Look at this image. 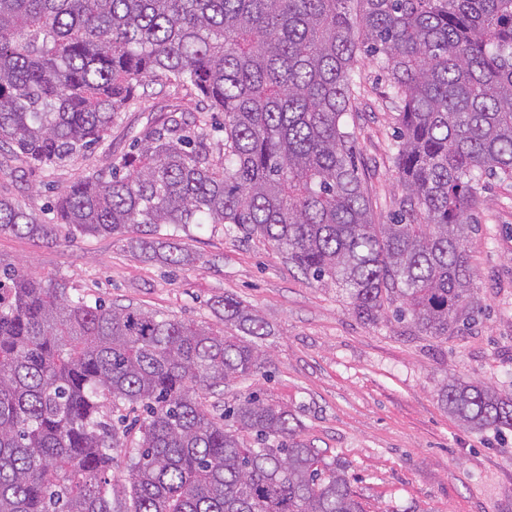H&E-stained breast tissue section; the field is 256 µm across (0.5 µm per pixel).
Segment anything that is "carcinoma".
<instances>
[{
	"mask_svg": "<svg viewBox=\"0 0 512 512\" xmlns=\"http://www.w3.org/2000/svg\"><path fill=\"white\" fill-rule=\"evenodd\" d=\"M389 77L403 194L376 222L345 115L365 61ZM154 84L198 99L107 172L77 177L54 223L0 194V233L45 244L136 233L179 265L162 226L259 236L356 318L387 308L420 336L476 322L466 241L483 176L512 182V0H0V176L57 168L104 142ZM221 331L140 306L73 299L0 259V512H365L346 471L253 391L213 415L193 396L258 375L266 323L232 297ZM464 426L512 431V393L453 380ZM145 412L130 487L111 408Z\"/></svg>",
	"mask_w": 512,
	"mask_h": 512,
	"instance_id": "cac0c4a2",
	"label": "carcinoma"
}]
</instances>
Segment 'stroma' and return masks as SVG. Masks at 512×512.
<instances>
[{
	"label": "stroma",
	"mask_w": 512,
	"mask_h": 512,
	"mask_svg": "<svg viewBox=\"0 0 512 512\" xmlns=\"http://www.w3.org/2000/svg\"><path fill=\"white\" fill-rule=\"evenodd\" d=\"M364 93L347 116L355 161L375 217L386 221L402 195L393 161L396 114L383 93L387 80L366 64ZM188 124L195 101L173 86L127 108L106 140L67 166H24L0 179V192L52 223L50 205L73 179L107 168L130 151L133 137L159 125L172 107ZM467 242L481 312L455 336L415 335L393 320L366 324L335 286L305 277L268 241L189 225L176 234L190 255L179 268L146 259L130 236H85L47 245L0 234V257L45 278L65 281L71 297L129 303L185 321L222 327L214 300L251 306L271 334L266 363L222 398L203 396L206 410L257 388L288 407L302 435L326 460L343 466L366 512H512V432L498 438L462 425L439 401L457 378L512 391V184L485 181Z\"/></svg>",
	"instance_id": "1"
}]
</instances>
